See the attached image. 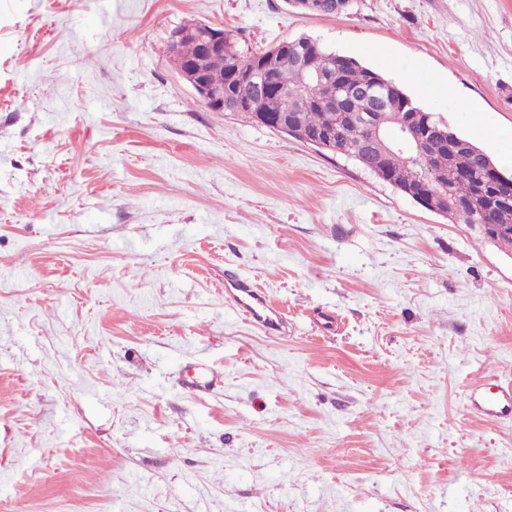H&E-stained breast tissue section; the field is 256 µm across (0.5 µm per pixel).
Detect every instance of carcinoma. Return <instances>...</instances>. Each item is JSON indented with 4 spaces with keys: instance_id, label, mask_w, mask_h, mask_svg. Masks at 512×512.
Segmentation results:
<instances>
[{
    "instance_id": "cac0c4a2",
    "label": "carcinoma",
    "mask_w": 512,
    "mask_h": 512,
    "mask_svg": "<svg viewBox=\"0 0 512 512\" xmlns=\"http://www.w3.org/2000/svg\"><path fill=\"white\" fill-rule=\"evenodd\" d=\"M268 54L267 50L245 52L240 49L238 35L234 31L224 32V56L211 58L207 69L213 82L224 85V89L232 93L226 102L233 103L237 97L251 100L258 95V86L251 77L265 67L264 59ZM298 54L312 71L332 77L331 91L340 97L339 107L312 103L302 111L298 109V98L294 92L297 83L294 57ZM266 79L273 86V92L267 98L268 110L296 115L298 134L294 138L305 142L311 135L335 131L338 137L328 152L355 161L360 155L361 144L366 141L360 117L386 104L399 107L407 103L409 109L423 111L401 86H396L394 94L387 95L385 84L390 79L350 56L326 51L311 37L289 41L288 56L278 62ZM448 133L467 143L468 148L453 152L440 150L426 161L412 159L397 151L382 157L376 155L377 168L373 174L403 193L414 188L425 175L437 171L448 178L451 186L448 220L470 224L472 217L479 215L496 224H512L509 207L495 198L477 196L478 188L488 178L484 165L474 155L480 146L451 128Z\"/></svg>"
}]
</instances>
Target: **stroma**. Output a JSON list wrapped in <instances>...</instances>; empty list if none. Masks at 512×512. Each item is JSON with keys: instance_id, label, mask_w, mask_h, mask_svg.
<instances>
[{"instance_id": "1", "label": "stroma", "mask_w": 512, "mask_h": 512, "mask_svg": "<svg viewBox=\"0 0 512 512\" xmlns=\"http://www.w3.org/2000/svg\"><path fill=\"white\" fill-rule=\"evenodd\" d=\"M192 21L512 139V0H0V512H512V420L469 402L512 379V250L210 111L165 52ZM235 292L226 291L233 307L247 319L260 325L268 336H279L284 330V322L280 315L269 307L265 292L240 281ZM222 381L223 377L220 373L204 369L190 376V380L187 381V389L194 394H203L219 386Z\"/></svg>"}]
</instances>
